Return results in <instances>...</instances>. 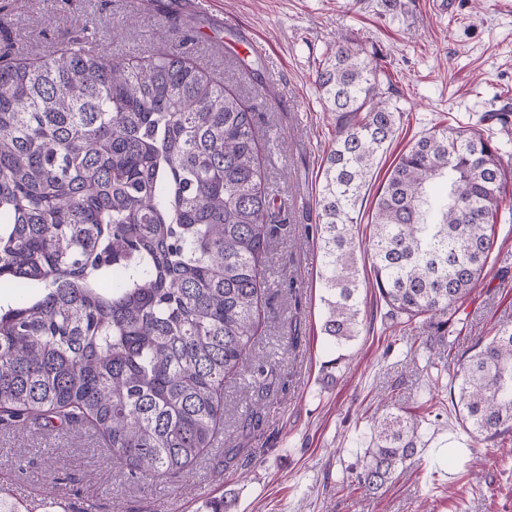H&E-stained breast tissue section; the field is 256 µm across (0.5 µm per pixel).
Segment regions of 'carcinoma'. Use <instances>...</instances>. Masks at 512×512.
<instances>
[{
    "label": "carcinoma",
    "mask_w": 512,
    "mask_h": 512,
    "mask_svg": "<svg viewBox=\"0 0 512 512\" xmlns=\"http://www.w3.org/2000/svg\"><path fill=\"white\" fill-rule=\"evenodd\" d=\"M94 38L86 27L57 35L47 55H0V282L30 290L0 302V425L90 426L131 476L176 477L215 449L228 383L246 375L259 396L275 384L256 346L282 206L237 70L208 72L187 50L110 61L89 50ZM380 75L349 36L316 72L336 113L316 224L321 332L334 348L361 325L358 250L393 315L444 326L512 218L510 105L481 117L505 141L471 125L421 134L359 242L358 207L405 115ZM452 381L472 438L512 432V327L478 343ZM425 421L374 423L358 485L381 490Z\"/></svg>",
    "instance_id": "carcinoma-1"
}]
</instances>
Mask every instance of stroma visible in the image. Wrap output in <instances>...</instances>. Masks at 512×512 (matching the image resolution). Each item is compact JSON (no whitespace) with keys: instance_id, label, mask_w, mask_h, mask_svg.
I'll list each match as a JSON object with an SVG mask.
<instances>
[{"instance_id":"obj_1","label":"stroma","mask_w":512,"mask_h":512,"mask_svg":"<svg viewBox=\"0 0 512 512\" xmlns=\"http://www.w3.org/2000/svg\"><path fill=\"white\" fill-rule=\"evenodd\" d=\"M187 2L0 0V54L19 45L44 54L55 34L89 27L106 56H146L177 45V37H157L171 20L193 27L194 54L209 70L223 71L245 47H256L266 85L258 129L285 141L266 160L269 189L289 220L270 247L269 319L259 346L281 385L264 401L262 426L245 435V383L230 384L223 438L239 456L227 463L223 450L212 451L174 479L129 480L84 431L59 435L32 424L0 430V505L46 512L49 484L60 478L73 512L89 499L96 512H205L221 495L234 499L232 512H512V434L475 441L449 403L424 423L417 454L381 492H365L354 473L370 446L372 420L423 413L478 339L512 326V222L499 225L484 277L445 336L389 319L369 286L370 259L358 255L362 324L339 352L321 332L324 290L311 233L336 125L315 73L333 38L349 35L380 57L409 115L381 161L384 171L431 126L475 124L512 98V0ZM383 171L362 204L356 232L363 239ZM293 318L300 322L295 345L283 330Z\"/></svg>"}]
</instances>
